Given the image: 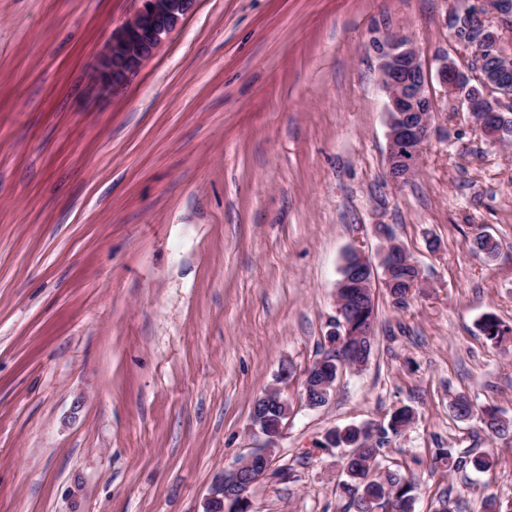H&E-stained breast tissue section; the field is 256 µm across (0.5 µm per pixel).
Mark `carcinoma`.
Segmentation results:
<instances>
[{
  "mask_svg": "<svg viewBox=\"0 0 512 512\" xmlns=\"http://www.w3.org/2000/svg\"><path fill=\"white\" fill-rule=\"evenodd\" d=\"M471 249L484 254L487 258L497 257L499 244L487 232H479L471 240ZM483 336L493 346L500 345L506 333L512 331L503 328L502 321L494 314L485 315L479 325ZM415 417L412 407L404 406L395 410L388 425L376 429L370 426H350L329 431L322 442L325 448H346L343 473L345 479L340 482L342 493L350 499L356 512H368L377 506V500L392 504L391 512H415V483L401 474L386 470L377 477H370V471L380 468L381 447L389 433H397L407 427ZM484 425L491 437L506 436L512 433V420L494 409L484 412ZM435 461L453 469L471 466L482 471L489 462L482 454H475L466 460H456L448 448H439L435 452Z\"/></svg>",
  "mask_w": 512,
  "mask_h": 512,
  "instance_id": "1",
  "label": "carcinoma"
}]
</instances>
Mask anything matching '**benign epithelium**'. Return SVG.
<instances>
[{
  "instance_id": "obj_1",
  "label": "benign epithelium",
  "mask_w": 512,
  "mask_h": 512,
  "mask_svg": "<svg viewBox=\"0 0 512 512\" xmlns=\"http://www.w3.org/2000/svg\"><path fill=\"white\" fill-rule=\"evenodd\" d=\"M196 0H142V6L120 28L112 32V40L103 50L98 62V79L105 89L124 86L141 66L158 51L193 10ZM512 13L505 0H477L462 10L449 12L447 22L455 24L458 16L473 14L482 21L475 28L462 33L452 32L455 44L474 50L476 72L470 74L449 54L436 58L435 71L425 68L420 53L406 37L394 38L386 43L382 52L381 86L388 98L387 115V172L396 182L408 180L417 171L423 151L432 134L434 112L440 97L463 96L466 109L488 139L505 138L504 130L494 126L487 112H512V95L500 98L494 107L487 103L488 93L493 87L508 89L512 84V56L503 47L499 29L492 19L500 21ZM401 252L406 264L414 265L410 255L393 240L382 246L378 265H373L365 252L357 248V262L361 264V277L355 284L359 291L347 298L336 297L334 333L344 337L339 343L345 352L349 367L358 369L364 365L353 352V348L372 335L368 324H356L344 318L345 305L361 304V299L375 305L374 288L381 283L386 289L392 287L391 268L396 261V252ZM270 447L260 448L238 460L224 471L212 488L204 503V512H222L226 499L244 497L246 491L261 480L266 473L272 446L280 430L263 431Z\"/></svg>"
}]
</instances>
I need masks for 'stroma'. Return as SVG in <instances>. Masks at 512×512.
Here are the masks:
<instances>
[{
	"label": "stroma",
	"instance_id": "1",
	"mask_svg": "<svg viewBox=\"0 0 512 512\" xmlns=\"http://www.w3.org/2000/svg\"><path fill=\"white\" fill-rule=\"evenodd\" d=\"M457 0H197L127 85L98 55L141 0H0V512H204L218 477L264 447L253 403L290 405L248 512H351L344 449L325 433L416 420L384 467L418 484L416 512L512 501V145L443 104L417 175L392 182L381 50L472 54ZM390 225L422 271L376 292L375 349L328 402L306 405L329 351L352 247ZM500 244L489 260L475 233ZM466 396V421L450 405ZM489 455L488 471L434 464ZM479 328L483 336L493 346L500 345L504 341L506 333L511 332V329L503 328L502 321L494 314L485 315L480 322ZM484 425L487 434L491 437L506 436L512 433V420L494 409L485 410Z\"/></svg>",
	"mask_w": 512,
	"mask_h": 512
}]
</instances>
